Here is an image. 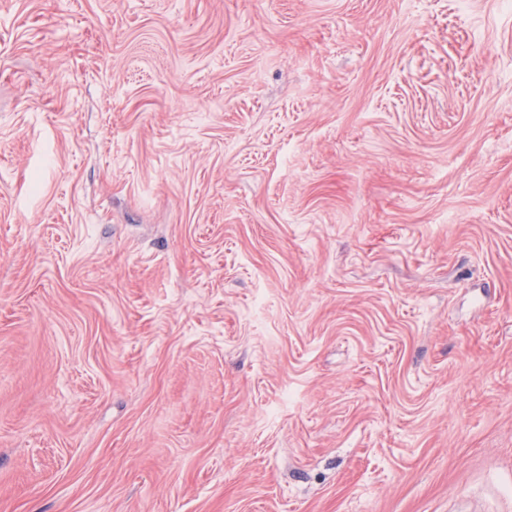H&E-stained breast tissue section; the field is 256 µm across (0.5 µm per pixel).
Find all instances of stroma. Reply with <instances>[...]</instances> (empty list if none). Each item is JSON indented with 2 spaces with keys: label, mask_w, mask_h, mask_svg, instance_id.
Instances as JSON below:
<instances>
[{
  "label": "stroma",
  "mask_w": 512,
  "mask_h": 512,
  "mask_svg": "<svg viewBox=\"0 0 512 512\" xmlns=\"http://www.w3.org/2000/svg\"><path fill=\"white\" fill-rule=\"evenodd\" d=\"M512 512V0H0V512Z\"/></svg>",
  "instance_id": "1"
}]
</instances>
